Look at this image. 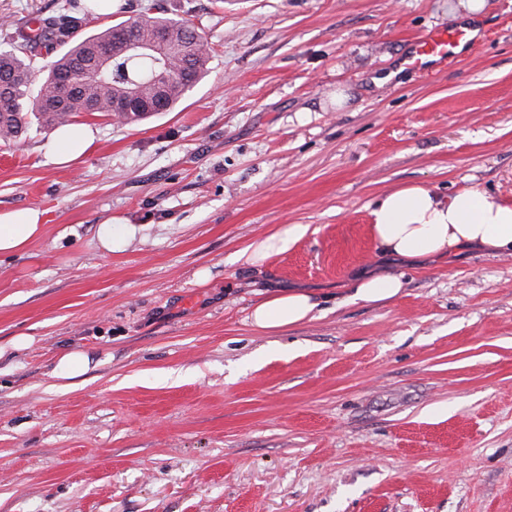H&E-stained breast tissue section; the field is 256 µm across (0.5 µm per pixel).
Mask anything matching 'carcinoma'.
Instances as JSON below:
<instances>
[{"instance_id": "cac0c4a2", "label": "carcinoma", "mask_w": 512, "mask_h": 512, "mask_svg": "<svg viewBox=\"0 0 512 512\" xmlns=\"http://www.w3.org/2000/svg\"><path fill=\"white\" fill-rule=\"evenodd\" d=\"M79 0H61L59 15L51 29L23 30L1 27L12 48L0 50V140L11 141L27 132L31 120L42 127L71 124L82 113L114 115L113 104L137 93L138 104L121 113L124 124L138 123L155 112H169L186 92L200 82L210 70L211 56L206 43L194 26L184 20L161 13H144L119 22L81 39H72L80 19L72 10ZM130 25L139 51H127L117 41V32ZM176 54L161 55L150 48L158 35ZM62 47L46 70L38 75L33 57ZM112 48V61L98 74L89 77L83 63L94 60L98 52ZM165 70L168 79L158 88L155 75ZM69 81L70 91L59 96L61 82Z\"/></svg>"}]
</instances>
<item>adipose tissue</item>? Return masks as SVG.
Wrapping results in <instances>:
<instances>
[{"mask_svg": "<svg viewBox=\"0 0 512 512\" xmlns=\"http://www.w3.org/2000/svg\"><path fill=\"white\" fill-rule=\"evenodd\" d=\"M88 126L57 129L47 152L63 166L76 161L94 143ZM46 223L44 210L29 207L0 212V255L26 253L38 240ZM370 233L378 251L400 260H433L466 250L512 255V202L470 185L451 193L424 184L385 192L371 210ZM400 276L365 273L348 288L352 302L376 304L397 297ZM318 306L311 292L293 288L254 304L248 319L263 332H281L313 319Z\"/></svg>", "mask_w": 512, "mask_h": 512, "instance_id": "obj_1", "label": "adipose tissue"}]
</instances>
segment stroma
<instances>
[{"label": "stroma", "instance_id": "1", "mask_svg": "<svg viewBox=\"0 0 512 512\" xmlns=\"http://www.w3.org/2000/svg\"><path fill=\"white\" fill-rule=\"evenodd\" d=\"M123 5L76 37L161 5L211 70L139 123L77 117L96 140L69 167L49 130L0 141V211L46 213L0 257V512H512V256L409 266L369 233L409 183L512 201V0L434 72L399 62L460 0ZM57 7L0 0V22ZM290 224L287 252L240 259ZM374 271L401 294L345 302ZM288 288L325 313L254 330ZM73 353L83 374L55 376Z\"/></svg>", "mask_w": 512, "mask_h": 512}]
</instances>
